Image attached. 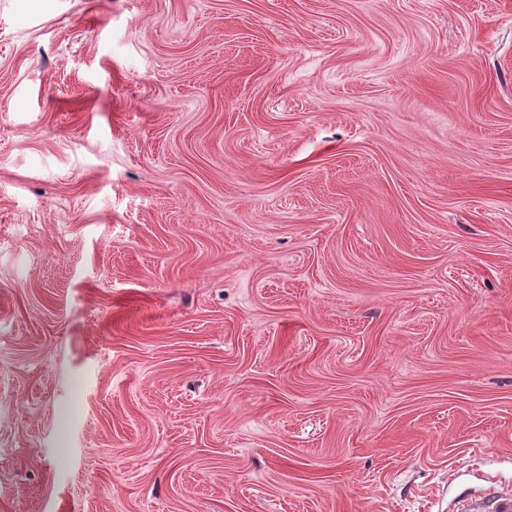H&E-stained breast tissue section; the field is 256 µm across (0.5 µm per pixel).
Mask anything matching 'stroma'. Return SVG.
<instances>
[{
  "instance_id": "1",
  "label": "stroma",
  "mask_w": 512,
  "mask_h": 512,
  "mask_svg": "<svg viewBox=\"0 0 512 512\" xmlns=\"http://www.w3.org/2000/svg\"><path fill=\"white\" fill-rule=\"evenodd\" d=\"M508 486L512 0H0V512Z\"/></svg>"
}]
</instances>
